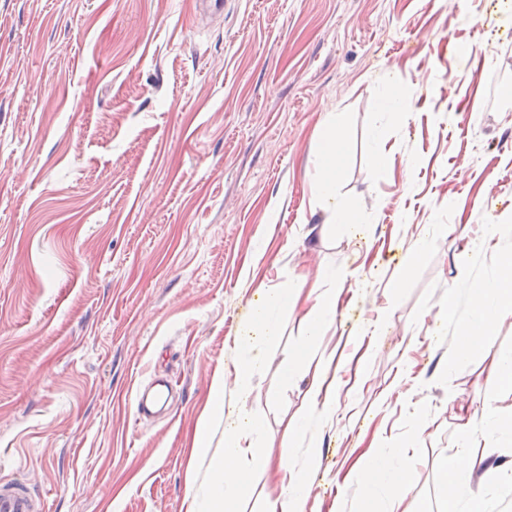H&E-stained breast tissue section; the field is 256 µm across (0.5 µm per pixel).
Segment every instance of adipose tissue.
<instances>
[{"label": "adipose tissue", "instance_id": "adipose-tissue-1", "mask_svg": "<svg viewBox=\"0 0 512 512\" xmlns=\"http://www.w3.org/2000/svg\"><path fill=\"white\" fill-rule=\"evenodd\" d=\"M343 145L336 125H329L317 144L321 171L315 181V193L329 208L328 226L345 229L356 224L358 217L336 201V179ZM304 286V278L297 277L262 291L259 300L250 305L234 341L231 367L234 389H227L223 375H215L212 379L209 414L199 420L192 440L193 453H206L210 426L218 423L224 427L223 452L211 464L206 512H236L248 472L252 469L271 471L277 483L276 494L268 499L266 512H303L311 466L298 468L287 458L272 463L246 406L253 392L254 378L269 357V343L280 333L281 317L298 307ZM469 293L471 318L462 327L448 360V371L452 374L470 367L473 358L483 351L484 338L502 306H512V253L501 256L499 272L492 281L473 286ZM338 300L336 289L317 292L305 312L306 335L298 343L293 360L282 372L283 380L289 381L299 364H307V415L311 418L336 411L338 381L331 376L328 362L319 358L318 350L324 329L335 319ZM475 465V459L466 453L440 461L439 472L447 491L448 512H495L496 505L492 500L475 495L469 487L468 480ZM360 467L366 480L361 512H395L396 505L406 496L407 473L411 467L401 447L370 449L361 457Z\"/></svg>", "mask_w": 512, "mask_h": 512}]
</instances>
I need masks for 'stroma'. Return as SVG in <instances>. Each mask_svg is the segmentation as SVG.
I'll return each instance as SVG.
<instances>
[{"instance_id": "stroma-1", "label": "stroma", "mask_w": 512, "mask_h": 512, "mask_svg": "<svg viewBox=\"0 0 512 512\" xmlns=\"http://www.w3.org/2000/svg\"><path fill=\"white\" fill-rule=\"evenodd\" d=\"M332 118L337 198L361 218L334 234L314 190ZM507 252L512 0H224L199 18L191 0H0V478L43 512H203L209 461L191 444L211 380L257 294L300 273L342 290L319 349L339 408L288 449L307 410L306 377L281 379L299 308L248 408L273 459L303 464L320 443L304 512H358L360 456L416 428L411 512H444L437 465L465 424L484 491V465L512 449L490 447L480 414L491 397L512 417V386L490 374L512 311L468 371L446 367L469 288ZM153 375L174 409L140 420ZM427 247L428 242L421 239L417 240L414 245L406 251L403 262L400 265V274L392 282L393 288H403L407 280L409 270L418 263Z\"/></svg>"}]
</instances>
